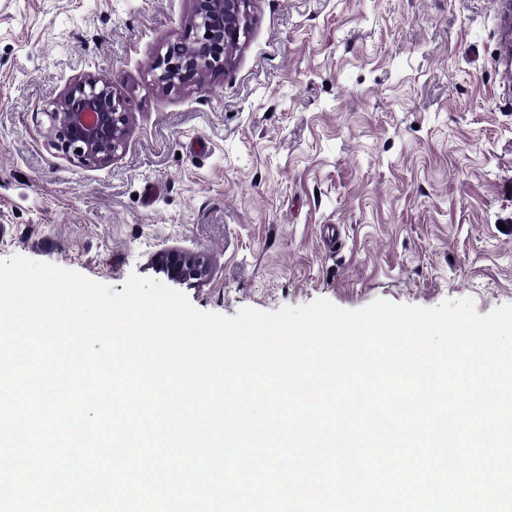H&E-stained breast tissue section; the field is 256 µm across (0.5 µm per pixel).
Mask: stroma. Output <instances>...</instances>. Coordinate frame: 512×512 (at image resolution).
Returning <instances> with one entry per match:
<instances>
[{
  "instance_id": "obj_1",
  "label": "stroma",
  "mask_w": 512,
  "mask_h": 512,
  "mask_svg": "<svg viewBox=\"0 0 512 512\" xmlns=\"http://www.w3.org/2000/svg\"><path fill=\"white\" fill-rule=\"evenodd\" d=\"M192 0H0V259L122 291L179 282L202 311L326 298L512 303V63L506 0H254L227 72L164 90ZM112 78L127 144L104 166L50 144L70 82ZM157 266L173 281L206 282L210 276L208 263L199 255L178 250H163L155 257Z\"/></svg>"
}]
</instances>
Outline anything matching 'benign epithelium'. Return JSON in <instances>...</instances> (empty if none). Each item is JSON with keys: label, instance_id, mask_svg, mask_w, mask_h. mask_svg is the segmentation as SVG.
Segmentation results:
<instances>
[{"label": "benign epithelium", "instance_id": "obj_1", "mask_svg": "<svg viewBox=\"0 0 512 512\" xmlns=\"http://www.w3.org/2000/svg\"><path fill=\"white\" fill-rule=\"evenodd\" d=\"M253 0H193L191 41L167 45L156 68L157 82L166 90H179L196 83L205 73L220 74L233 64L232 53L249 37ZM52 145L80 162L108 164L125 146L129 122L124 100L113 82L89 75L69 84L48 113ZM157 266L173 281L203 283L210 276L208 263L199 255L163 250L155 257Z\"/></svg>", "mask_w": 512, "mask_h": 512}]
</instances>
